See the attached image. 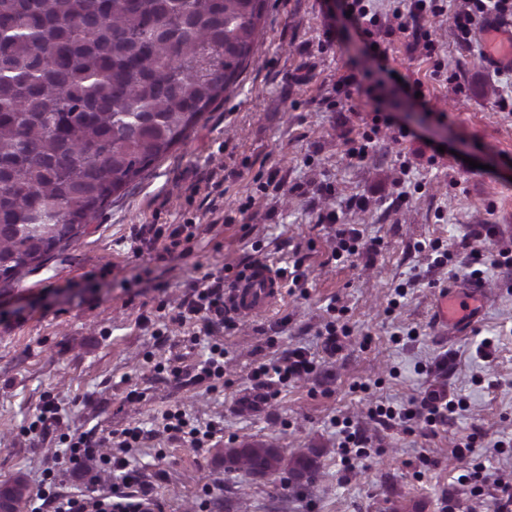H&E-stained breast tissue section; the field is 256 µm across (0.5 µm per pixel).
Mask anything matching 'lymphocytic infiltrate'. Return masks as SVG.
<instances>
[{"label": "lymphocytic infiltrate", "mask_w": 512, "mask_h": 512, "mask_svg": "<svg viewBox=\"0 0 512 512\" xmlns=\"http://www.w3.org/2000/svg\"><path fill=\"white\" fill-rule=\"evenodd\" d=\"M402 9L394 10L392 20L382 19L375 0H344L346 10L366 39L378 40L374 52L379 63H386V45L395 34L411 35L414 44L422 46L427 58L433 59L435 69L444 66L441 50L428 32L418 28L419 19L444 13L450 14L456 36L467 44L475 28L483 19L494 16L500 19L512 18V0H467L468 6L455 11L449 10L448 0H401ZM223 273H208L190 280L187 293L173 309L171 322L181 325L191 324L200 333L211 337L213 343L210 355L194 366L170 365L169 372L174 379L192 385L214 387L224 378V343L222 335L229 326L224 313ZM316 369L314 359L304 348H294L283 352L274 361L256 366L252 378L265 389L288 385L304 379ZM464 397L449 396L445 387L436 386L427 390L408 408L378 405L370 411L376 424L390 428L396 425L422 422L430 431L443 429L449 418L466 410ZM163 432L184 441L189 447L203 449L209 447L221 432L219 425L210 423L199 425L177 405L170 406L161 415ZM147 435L137 423L120 431L100 435L95 430H71L62 433L60 442L65 447V461L76 465L83 459L100 457L104 467L116 475L120 483L111 488L108 495L99 498L86 494H60L57 490V475L53 469H46L37 487L36 497L51 512H145L153 499L148 489L139 488V474L132 469L123 451L139 447Z\"/></svg>", "instance_id": "f902f5d3"}]
</instances>
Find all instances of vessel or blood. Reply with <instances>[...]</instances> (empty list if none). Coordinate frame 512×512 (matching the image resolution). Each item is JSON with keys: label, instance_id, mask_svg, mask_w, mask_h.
Masks as SVG:
<instances>
[{"label": "vessel or blood", "instance_id": "b4317fda", "mask_svg": "<svg viewBox=\"0 0 512 512\" xmlns=\"http://www.w3.org/2000/svg\"><path fill=\"white\" fill-rule=\"evenodd\" d=\"M486 63L512 67V26L489 24L485 33ZM283 294V282L268 264L251 266L226 291V303L236 313L251 315L272 308ZM479 302L477 290H447L436 303L438 321L453 330L462 329L474 318Z\"/></svg>", "mask_w": 512, "mask_h": 512}]
</instances>
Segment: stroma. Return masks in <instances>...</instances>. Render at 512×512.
Segmentation results:
<instances>
[{
    "label": "stroma",
    "mask_w": 512,
    "mask_h": 512,
    "mask_svg": "<svg viewBox=\"0 0 512 512\" xmlns=\"http://www.w3.org/2000/svg\"><path fill=\"white\" fill-rule=\"evenodd\" d=\"M265 20L239 87L185 143L113 196L79 241L0 285V485L20 477L33 491L54 468L62 492L110 488L100 460L77 472L57 455L55 438L22 436L51 396L62 428L109 432L138 421L149 429L127 456L163 512H497L496 483L512 482V267L487 266L482 305L466 332L441 328L435 304L443 290L470 285L467 264L478 243L468 239L469 225H489L496 248L512 251V112L496 105L512 91V71L485 64L481 33L458 44L445 15L431 24L447 54L439 77L401 36L379 72L341 0H268ZM351 73L360 89L337 92L338 79ZM402 78L423 83L425 104L402 94ZM378 103L410 130L407 141L393 142L384 129L364 142ZM213 171L224 178V195L211 201ZM401 192L405 203L393 207ZM359 198L366 207H351ZM216 208L224 222H215ZM325 209L357 229L362 246L376 247L372 262L355 255L330 262L333 228L318 221ZM189 220L199 226L195 238L167 261L135 238L140 226ZM434 240L453 250V265L433 266L420 251ZM296 255L307 290L236 317L224 333L223 387H178L156 376L154 365L169 358L208 354V337L165 322L187 280L218 270L229 279L244 264L277 267ZM403 283L406 300L389 308ZM331 322L347 330L333 354L321 338ZM162 327L161 343L153 332ZM487 337L484 359L476 348ZM298 346L314 354L318 372L265 398L254 367ZM444 355L454 359L446 375L438 368ZM441 384L466 396L468 409L437 435L418 424L385 429L369 417L372 403L407 407ZM135 387L146 398L127 403ZM177 402L200 423L223 421L216 447L197 452L162 432L160 416ZM337 415L364 432L376 455L342 463ZM476 429L474 455L455 459V444ZM244 440L289 455L319 449L315 482L225 470L217 447ZM426 456L435 467L423 466ZM476 465L490 475L479 495L458 481Z\"/></svg>",
    "instance_id": "obj_1"
}]
</instances>
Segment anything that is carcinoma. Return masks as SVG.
<instances>
[{"mask_svg":"<svg viewBox=\"0 0 512 512\" xmlns=\"http://www.w3.org/2000/svg\"><path fill=\"white\" fill-rule=\"evenodd\" d=\"M267 0H0V282L78 240L236 85ZM227 470L311 482L314 449L217 450ZM25 482L0 486L24 512Z\"/></svg>","mask_w":512,"mask_h":512,"instance_id":"1","label":"carcinoma"}]
</instances>
